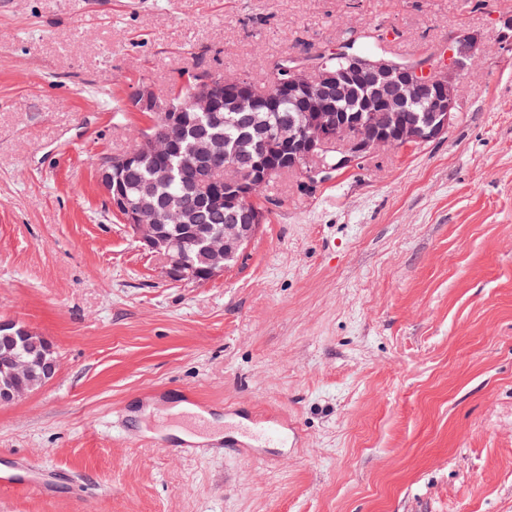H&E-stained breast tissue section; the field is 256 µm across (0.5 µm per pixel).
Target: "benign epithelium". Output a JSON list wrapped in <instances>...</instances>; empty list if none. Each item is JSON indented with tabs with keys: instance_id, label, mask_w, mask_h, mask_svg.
<instances>
[{
	"instance_id": "1",
	"label": "benign epithelium",
	"mask_w": 512,
	"mask_h": 512,
	"mask_svg": "<svg viewBox=\"0 0 512 512\" xmlns=\"http://www.w3.org/2000/svg\"><path fill=\"white\" fill-rule=\"evenodd\" d=\"M484 41L482 34L463 30L451 40L448 62L432 71L412 62L390 57L365 58L346 52L342 46L336 55L346 64L310 69L308 60L294 55L286 65L278 64L274 91L264 95L252 91L248 80L229 78L220 70L209 69L197 74L189 104L168 100L161 102L155 88L140 82L133 90L132 105L139 112H162L170 127L185 119V108L202 113L207 120L219 118V110L243 112L249 119L257 117L262 98L274 105L286 97L298 104L299 118L290 117L277 129L258 133L261 147L238 161L245 182L237 187L220 188L203 180L199 189L217 203L224 204V238L210 241L202 228L188 234L189 241L204 244L207 255L203 266L195 265L187 253L186 242L171 237L163 218L172 215L180 221L187 217L186 199L182 195L167 198L163 205L145 194L138 201L128 199L121 185V174L134 166L145 165L165 176L166 167L159 159L171 149L169 140L154 133L141 149L109 156L100 163V185L109 207L133 231L141 247L165 259L166 274L175 281L204 282L224 273L229 262L237 260L259 231L266 212L249 205L252 189L264 184L282 170H297L305 185L313 187L328 174L355 168L364 157L385 148L422 144L447 133L456 112L465 75L469 72L476 50ZM364 88L361 106L347 125L336 121V96H349L356 86ZM429 96L431 110L419 123L407 121V105ZM194 162L220 164L222 156L215 140L201 135L194 142ZM60 359L54 343L42 333L15 320H0V406L15 405L49 383L59 370Z\"/></svg>"
}]
</instances>
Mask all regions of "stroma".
<instances>
[{"label":"stroma","instance_id":"1","mask_svg":"<svg viewBox=\"0 0 512 512\" xmlns=\"http://www.w3.org/2000/svg\"><path fill=\"white\" fill-rule=\"evenodd\" d=\"M512 0H0V319L60 368L0 406V512H512ZM377 29L485 37L447 134L314 192L269 186L222 276L170 280L98 163L151 117L127 92L196 66L260 90L282 55ZM195 396L199 424L171 414ZM272 412L299 438L219 436Z\"/></svg>","mask_w":512,"mask_h":512}]
</instances>
